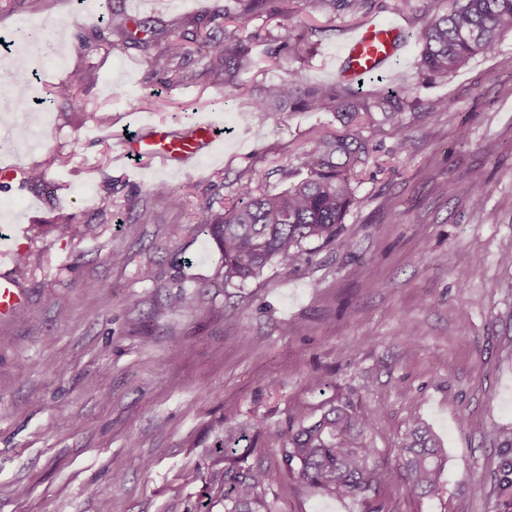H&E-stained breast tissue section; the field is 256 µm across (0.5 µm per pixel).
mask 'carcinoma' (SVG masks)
<instances>
[{
    "label": "carcinoma",
    "instance_id": "obj_1",
    "mask_svg": "<svg viewBox=\"0 0 512 512\" xmlns=\"http://www.w3.org/2000/svg\"><path fill=\"white\" fill-rule=\"evenodd\" d=\"M445 2V10H428L429 18L416 30L421 46L418 69L422 83L436 84L450 76L476 55L491 56L499 48L500 36L512 33V0H430ZM112 0L108 18L84 24L77 32L79 48L93 51L136 49L153 58L160 82L168 87H193L202 83L224 88L228 94L247 89L244 76L253 57L252 37L244 34L240 19L247 16L275 18L285 12L289 0H235L236 6H216L195 17L175 16L153 24L121 8ZM311 13L328 21L338 17L364 18L376 0H304ZM42 38L33 28L14 34L12 45L18 67L26 61L28 45ZM267 58L273 61H307L315 44L307 34L286 24L266 37ZM196 67H190L191 63ZM97 79L94 66L53 90V101L66 111L75 108L79 92ZM0 83L13 89L0 95V109L18 111L25 105L24 90L13 85L10 74H0ZM419 98L413 87L401 86L386 93H365L351 84H307L295 77L283 79L251 100V111L277 125L284 112H331L343 125L341 132H323L313 137L299 159L309 175L288 188L260 192L222 212L208 202L195 208L194 223L205 228L216 241L223 258L224 285L238 288L261 278L276 264L295 269L310 253L311 243L335 241L345 218L356 202L353 180L370 154L369 143L357 120L364 114L382 113L383 120L396 126L399 149L407 147L402 114L416 108ZM26 179L35 188L48 183V167L32 166ZM473 207L482 206L485 182L475 175L468 183ZM58 238L96 234V226L74 224L67 215L54 225ZM378 410H359L349 401H331L317 417L299 410L290 419L286 442L280 449L285 470H298L300 478L325 495L339 498L378 496L395 483L413 494H434L442 485L444 455L439 441L421 423L410 426L399 448L397 465L384 467L368 438L374 430ZM238 428H228L220 447L224 451V512H270L262 488L276 474L262 467L236 464Z\"/></svg>",
    "mask_w": 512,
    "mask_h": 512
}]
</instances>
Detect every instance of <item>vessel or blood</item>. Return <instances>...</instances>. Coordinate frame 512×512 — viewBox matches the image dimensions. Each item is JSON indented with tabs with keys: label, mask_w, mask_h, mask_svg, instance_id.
<instances>
[{
	"label": "vessel or blood",
	"mask_w": 512,
	"mask_h": 512,
	"mask_svg": "<svg viewBox=\"0 0 512 512\" xmlns=\"http://www.w3.org/2000/svg\"><path fill=\"white\" fill-rule=\"evenodd\" d=\"M405 46L403 33L397 26L375 20L359 30L346 44L337 73L349 81L383 71L401 54ZM215 119L196 115L192 119L193 138L180 139L172 126L152 125L135 138L124 140L121 154L127 158L149 155L171 168L182 167L203 152L216 148ZM11 255V240L0 237V319L11 317L26 301L23 288L6 270Z\"/></svg>",
	"instance_id": "obj_1"
}]
</instances>
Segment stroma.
I'll return each instance as SVG.
<instances>
[{
	"instance_id": "obj_1",
	"label": "stroma",
	"mask_w": 512,
	"mask_h": 512,
	"mask_svg": "<svg viewBox=\"0 0 512 512\" xmlns=\"http://www.w3.org/2000/svg\"><path fill=\"white\" fill-rule=\"evenodd\" d=\"M377 19L412 32L427 0H382ZM234 0H125L129 13L165 21ZM112 0H40L0 7V53L22 24L44 27L62 62L36 64V91L94 62L90 114L22 109L0 116V165L49 164L47 187L0 185V234L16 236L32 270L27 301L0 321V512H224V428L238 427L243 465L278 470L288 418L320 413L341 398L379 408L374 446L394 465L409 423L423 421L444 451V489L419 497L392 485L379 503L326 496L297 473L265 489L272 512H512V33L448 79L419 86L420 49L364 89L417 86L422 100L402 117L411 141L381 118L364 120L375 148L355 180V207L336 242L294 271L269 266L246 287L224 284L214 239L194 224L198 203L245 200L243 170L264 172L278 191L308 174L298 156L316 131L341 125L327 112H288L272 126L245 99L216 88H164L140 52L84 51L80 24L107 16ZM314 35L305 64L263 61L252 91L297 73L309 84L336 78V58L358 24L348 18ZM446 99L444 112L426 103ZM219 112L223 150L173 170L121 159L118 139L143 120ZM36 128L33 149L14 145ZM488 179L481 208L458 191ZM167 182L175 204L155 202ZM110 210H103L104 198ZM106 211L95 237L58 239V212L79 222ZM125 256L115 265L111 254ZM149 277H142V269ZM176 295L192 307L173 309ZM66 310L59 319L58 310ZM125 477L114 482V462Z\"/></svg>"
}]
</instances>
